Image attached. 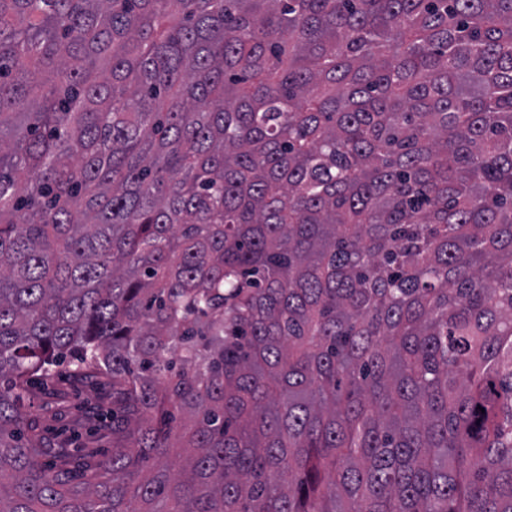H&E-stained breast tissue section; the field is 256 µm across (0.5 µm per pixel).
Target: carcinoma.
I'll use <instances>...</instances> for the list:
<instances>
[{"label":"carcinoma","mask_w":512,"mask_h":512,"mask_svg":"<svg viewBox=\"0 0 512 512\" xmlns=\"http://www.w3.org/2000/svg\"><path fill=\"white\" fill-rule=\"evenodd\" d=\"M0 512H512V0H0ZM64 398L36 396L25 398L24 405L30 411V419L41 429L53 428L60 435H69L74 420L79 418L80 408L97 399V391L90 386L67 388Z\"/></svg>","instance_id":"1"}]
</instances>
